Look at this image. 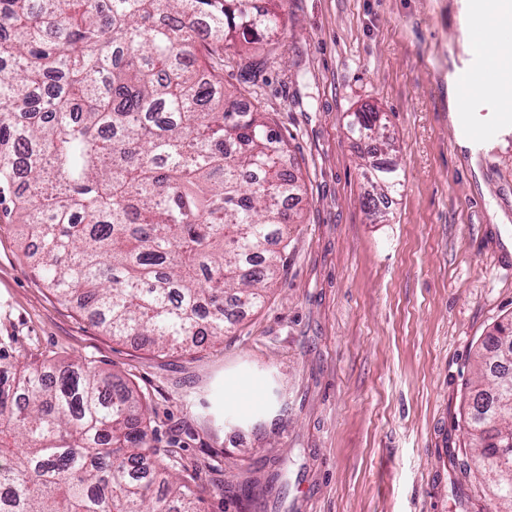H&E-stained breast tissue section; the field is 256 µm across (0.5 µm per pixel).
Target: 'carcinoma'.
<instances>
[{"mask_svg": "<svg viewBox=\"0 0 512 512\" xmlns=\"http://www.w3.org/2000/svg\"><path fill=\"white\" fill-rule=\"evenodd\" d=\"M270 2L0 0V205L48 287L113 337L220 340L284 267L303 187L266 113L224 89V51L284 25ZM482 347L465 429L493 512H512V323ZM144 416L101 370L0 347V512H199Z\"/></svg>", "mask_w": 512, "mask_h": 512, "instance_id": "1", "label": "carcinoma"}]
</instances>
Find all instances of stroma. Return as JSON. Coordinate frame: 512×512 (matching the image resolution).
Here are the masks:
<instances>
[{
  "label": "stroma",
  "mask_w": 512,
  "mask_h": 512,
  "mask_svg": "<svg viewBox=\"0 0 512 512\" xmlns=\"http://www.w3.org/2000/svg\"><path fill=\"white\" fill-rule=\"evenodd\" d=\"M477 0H284L276 45L224 55V85L272 118L292 201L284 272L222 340L158 352L113 339L60 302L0 220V344L32 368L83 361L143 392L154 444L204 488L201 512H460L491 493L464 434L482 342L512 320V127L474 151L462 112L512 113V95L458 75L476 52ZM263 65L257 82L246 60ZM378 112V137L353 134ZM401 186L363 205L366 166Z\"/></svg>",
  "instance_id": "1"
}]
</instances>
